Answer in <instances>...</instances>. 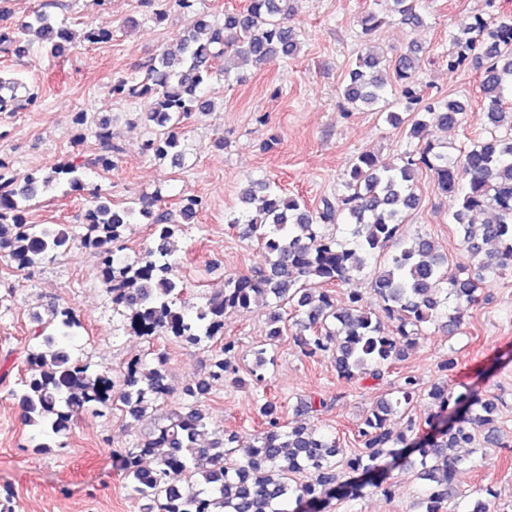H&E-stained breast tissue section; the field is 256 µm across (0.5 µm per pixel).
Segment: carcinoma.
I'll list each match as a JSON object with an SVG mask.
<instances>
[{
  "label": "carcinoma",
  "instance_id": "1",
  "mask_svg": "<svg viewBox=\"0 0 512 512\" xmlns=\"http://www.w3.org/2000/svg\"><path fill=\"white\" fill-rule=\"evenodd\" d=\"M418 0H386L387 11L411 28L423 25ZM292 0H247L242 11L224 14L221 24L202 16L175 47L160 52L133 84L120 81L112 92L139 99L143 115L155 129L146 150L155 157L182 156L181 124L193 112H210L202 96L216 76L228 81L238 65L262 68L296 55L300 42L288 25ZM60 53L72 42V32L57 27L45 11H36L23 27ZM445 58L448 70L474 65L481 70L480 91L486 122L484 135L454 156L433 138L462 124L466 104L457 99L426 102L419 87L418 52L388 61L373 51L359 55L349 71L343 97L353 109L372 108L383 99L387 71H393L408 108L417 115L408 129L412 145L397 163H382L364 151L357 155L345 180L341 206L328 200L309 209L300 197L287 196L270 180L252 184L241 198V209L227 223L243 226V234L261 243L268 268L252 277L228 279L224 288L199 306H189L182 281L173 273L171 257L179 225L162 206V193L119 207L109 194L96 191L85 214L84 232L77 236L63 224H30L26 203L38 192L60 184H81L80 167L70 163L35 171L19 184L0 162V250L19 269L31 268L49 255L81 246L100 256V277L112 300V311L126 329L142 336L171 334L198 344L222 335L224 314L248 309L259 299H271L268 335L282 336L286 320L279 309L289 306L301 326L295 342L312 355L336 345L335 365L345 380H383L427 324L440 319L448 333L457 330L464 306L479 301L490 274L512 266V14L493 18L475 15L451 35ZM433 172L442 191L455 197L452 223L473 262L456 272L434 242L423 236L393 251L403 224L420 199L415 192L419 171ZM490 208L495 219L477 222L476 214ZM354 225L353 245L344 246L325 227L341 216ZM136 224L152 227L153 246L144 257L114 258ZM375 265L373 288L382 315L366 309L354 288L338 306L318 285L345 286L366 266ZM27 349V376L11 391L23 421L50 440L66 435L74 417L89 406H105L119 391L124 412L133 420L165 402L170 393L166 360L134 361L117 382L103 367L75 359L68 342L82 327L69 309L51 310L44 319L36 310ZM235 348L229 337L211 350L208 370L185 387L186 401L168 423L121 455L122 479L142 501L143 512H324L330 500L359 499L369 486L392 495L382 457H408L420 479L428 482L420 499L421 512H460L451 502L453 480L468 458L458 448L476 447L477 433L488 445L499 443L496 403L474 391L452 397L448 386L436 385L429 397L437 407L432 433L418 434L411 423L393 434L387 416L409 403L417 380L402 374L394 381L395 395L382 399L362 426V448L346 463L338 460L336 439L297 421L284 422L269 399L258 407L262 429L244 461L232 463L225 449L239 439L238 431L213 426L201 397L224 384L231 364L224 356ZM310 473L299 483L296 476ZM352 473L354 477L345 478Z\"/></svg>",
  "mask_w": 512,
  "mask_h": 512
}]
</instances>
